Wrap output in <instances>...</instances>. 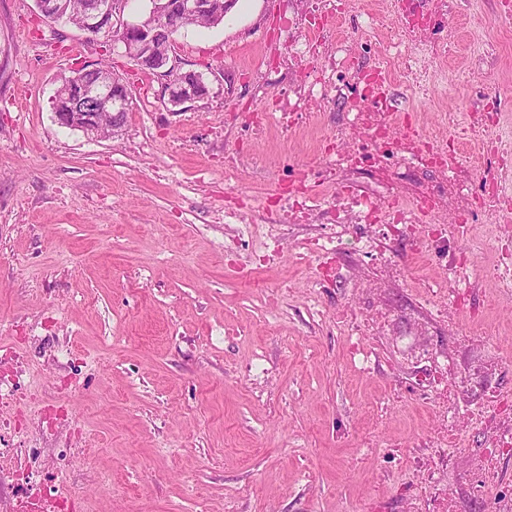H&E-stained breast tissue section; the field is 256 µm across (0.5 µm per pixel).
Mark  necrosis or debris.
Returning a JSON list of instances; mask_svg holds the SVG:
<instances>
[{
    "label": "necrosis or debris",
    "instance_id": "1",
    "mask_svg": "<svg viewBox=\"0 0 512 512\" xmlns=\"http://www.w3.org/2000/svg\"><path fill=\"white\" fill-rule=\"evenodd\" d=\"M453 9L452 0H394L400 32L381 46L382 63L402 61L404 78L420 86L431 61L447 52L443 32ZM386 84L381 69L375 67L356 71L346 83L336 148L319 169L320 180L336 186L331 217L336 229L324 237L323 247L341 248L354 224L387 229L427 225L429 245L440 251L448 273L442 302L422 308L426 322L438 324L448 319V303L477 288L464 274L463 251L453 246L451 237L474 218L493 216L512 202L499 177L500 172L512 170V144L502 140L499 121L476 113L469 125L480 133L482 148L494 159L496 170L471 185L468 165L449 150L447 142H426L416 125L400 123L385 109ZM379 170L390 176L385 190L364 189V179ZM382 192L397 197V204L381 206L377 197ZM355 238L350 255L352 288L359 292L373 288V276L358 268L362 257L373 253L382 257L383 277L400 280V270L384 259L386 247L380 238ZM473 379L472 369L463 367L434 392L445 438L433 445L430 456L440 467V481L411 503L410 512H459L464 496L481 501L485 512H512V476L500 462L501 456L512 454V394L490 381L476 389ZM460 407L485 436L475 447L451 451L447 444L458 437ZM73 454V449L63 447L0 448V512H84L70 475Z\"/></svg>",
    "mask_w": 512,
    "mask_h": 512
}]
</instances>
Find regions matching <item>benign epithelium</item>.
<instances>
[{"label":"benign epithelium","mask_w":512,"mask_h":512,"mask_svg":"<svg viewBox=\"0 0 512 512\" xmlns=\"http://www.w3.org/2000/svg\"><path fill=\"white\" fill-rule=\"evenodd\" d=\"M39 15L50 23H69L75 25L89 37L95 38L103 30L116 34V42L123 45L125 53L143 64L142 71L161 80L162 89L168 95L172 105L181 106L192 103L209 93L207 77L198 72L191 82L178 79L180 65L173 56L172 41H163L157 37V23L174 15L183 23L205 19L212 21L219 14L214 0H152L153 7L148 19L139 23L120 20L125 0H95L91 11L76 14L72 11L70 0H35ZM130 92L124 87L121 93L107 102L93 89L80 94V101L97 110L111 109L116 112L127 111Z\"/></svg>","instance_id":"7a95c632"}]
</instances>
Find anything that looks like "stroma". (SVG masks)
Wrapping results in <instances>:
<instances>
[{
  "instance_id": "35a3bbf8",
  "label": "stroma",
  "mask_w": 512,
  "mask_h": 512,
  "mask_svg": "<svg viewBox=\"0 0 512 512\" xmlns=\"http://www.w3.org/2000/svg\"><path fill=\"white\" fill-rule=\"evenodd\" d=\"M212 28L173 37L209 94L181 111L123 48L112 71L130 106L114 134L60 125L64 78L100 60L99 41L40 21L35 0H0V354L20 352L40 405L67 411L72 470L88 512H407L429 476L438 407L414 383L450 333L493 346L512 387V300L492 280L450 306L431 249L387 254L402 280L371 296L321 225L274 242L289 171L313 173L334 143L342 96L300 100L322 58L369 66L395 31L390 0H236ZM456 55L427 92L389 65V109L494 168L467 124L512 87V21L500 0H456ZM288 132L274 121L289 102ZM235 160L233 179L225 159Z\"/></svg>"
}]
</instances>
